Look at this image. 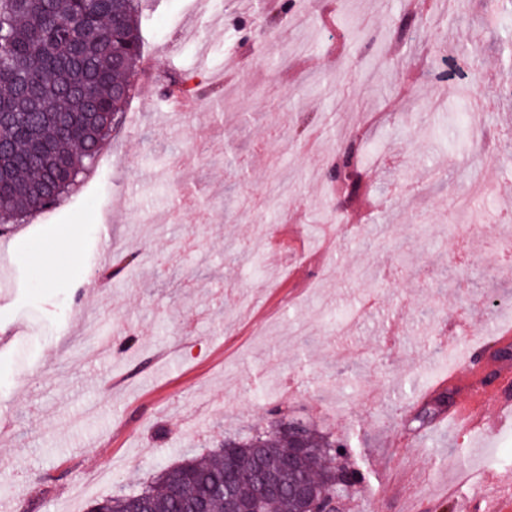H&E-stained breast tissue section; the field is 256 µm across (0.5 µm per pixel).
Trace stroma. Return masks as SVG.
<instances>
[{
  "label": "stroma",
  "instance_id": "35a3bbf8",
  "mask_svg": "<svg viewBox=\"0 0 512 512\" xmlns=\"http://www.w3.org/2000/svg\"><path fill=\"white\" fill-rule=\"evenodd\" d=\"M427 8L144 0L123 127L60 209L0 235V501L87 512L95 472L99 497L140 489L277 408L346 442L362 491L344 512H459L466 479L512 472V423L408 422L512 324V272L479 262L512 244V19L460 0L441 35L396 34ZM171 71L220 113H168ZM357 133L377 201L360 217L325 176ZM64 244L67 275L34 264Z\"/></svg>",
  "mask_w": 512,
  "mask_h": 512
}]
</instances>
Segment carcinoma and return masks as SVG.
<instances>
[{
	"mask_svg": "<svg viewBox=\"0 0 512 512\" xmlns=\"http://www.w3.org/2000/svg\"><path fill=\"white\" fill-rule=\"evenodd\" d=\"M456 0H436L425 17L439 33ZM139 0H0V224L6 226L56 208L83 182L112 132L121 127L124 108L135 94L132 77L144 58ZM512 10V0H485L489 26ZM165 86L198 93L190 78L177 73ZM353 136L326 170L338 186L337 204L351 205L364 186L363 164ZM443 392L423 405L413 420L425 424L448 405ZM286 416L253 432L224 436L210 458H192L161 468L151 485L90 503L88 512H181L199 502L207 512H224V451L235 456L236 494L260 512H307L311 505L290 492L264 494L256 480L259 465H277L288 444ZM307 444L298 469L287 481L322 486L321 475L344 444L303 425ZM268 449L258 458L253 448ZM184 479V495L171 488Z\"/></svg>",
	"mask_w": 512,
	"mask_h": 512,
	"instance_id": "carcinoma-1",
	"label": "carcinoma"
}]
</instances>
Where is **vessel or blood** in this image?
<instances>
[{"label":"vessel or blood","mask_w":512,"mask_h":512,"mask_svg":"<svg viewBox=\"0 0 512 512\" xmlns=\"http://www.w3.org/2000/svg\"><path fill=\"white\" fill-rule=\"evenodd\" d=\"M512 343V329L507 328L498 332L489 342L479 344L477 348L469 349L463 354L458 365L449 370L437 382L438 388L451 390L466 389L470 395L457 404L450 412L453 423L463 429L475 431L491 426L492 421L487 416L486 405H494L497 410H512V397L489 390L482 386L480 378V357H493L496 351ZM512 481L508 473H489L481 477L470 496L464 497L459 505L460 512H475L480 502L494 496L499 487Z\"/></svg>","instance_id":"vessel-or-blood-1"}]
</instances>
